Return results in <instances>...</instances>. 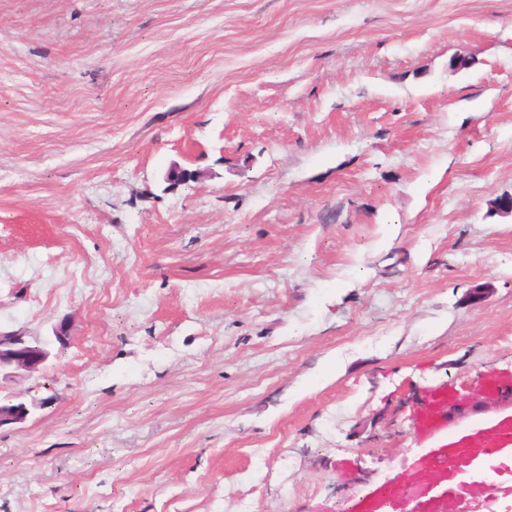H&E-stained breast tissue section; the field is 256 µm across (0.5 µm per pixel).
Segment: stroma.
<instances>
[{
	"mask_svg": "<svg viewBox=\"0 0 512 512\" xmlns=\"http://www.w3.org/2000/svg\"><path fill=\"white\" fill-rule=\"evenodd\" d=\"M500 196L512 0H0V331L50 342L0 392L51 399L0 512L411 484L430 403L512 375Z\"/></svg>",
	"mask_w": 512,
	"mask_h": 512,
	"instance_id": "stroma-1",
	"label": "stroma"
}]
</instances>
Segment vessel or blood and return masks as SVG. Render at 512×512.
<instances>
[{
	"label": "vessel or blood",
	"mask_w": 512,
	"mask_h": 512,
	"mask_svg": "<svg viewBox=\"0 0 512 512\" xmlns=\"http://www.w3.org/2000/svg\"><path fill=\"white\" fill-rule=\"evenodd\" d=\"M423 431L445 438L443 448L419 461L413 473L427 512H481L491 489L498 497L512 496V482L502 481L498 472L499 465L512 464L511 415L454 429L435 412ZM405 499L402 484L391 479L366 494L355 512H403Z\"/></svg>",
	"instance_id": "1"
}]
</instances>
